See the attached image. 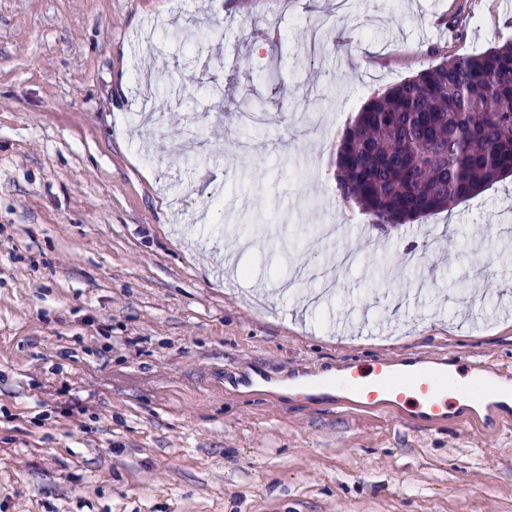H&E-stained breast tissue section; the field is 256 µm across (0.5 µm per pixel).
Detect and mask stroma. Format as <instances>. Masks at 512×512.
Here are the masks:
<instances>
[{
	"mask_svg": "<svg viewBox=\"0 0 512 512\" xmlns=\"http://www.w3.org/2000/svg\"><path fill=\"white\" fill-rule=\"evenodd\" d=\"M509 39L512 0H0V512H512V422L305 388L512 367V177L382 231L333 164L431 47Z\"/></svg>",
	"mask_w": 512,
	"mask_h": 512,
	"instance_id": "1",
	"label": "stroma"
}]
</instances>
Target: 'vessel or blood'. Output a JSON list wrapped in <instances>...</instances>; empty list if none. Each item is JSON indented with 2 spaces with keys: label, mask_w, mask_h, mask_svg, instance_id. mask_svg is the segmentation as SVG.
<instances>
[{
  "label": "vessel or blood",
  "mask_w": 512,
  "mask_h": 512,
  "mask_svg": "<svg viewBox=\"0 0 512 512\" xmlns=\"http://www.w3.org/2000/svg\"><path fill=\"white\" fill-rule=\"evenodd\" d=\"M458 366L452 358L436 359L431 367H407L381 358L365 369L350 367L338 383L336 402L387 409L422 426L448 422L460 413L481 428L485 419L465 403L476 392L487 400L489 409L505 418L512 416V393L503 387L512 370L472 358L467 362L470 380L462 383Z\"/></svg>",
  "instance_id": "obj_1"
}]
</instances>
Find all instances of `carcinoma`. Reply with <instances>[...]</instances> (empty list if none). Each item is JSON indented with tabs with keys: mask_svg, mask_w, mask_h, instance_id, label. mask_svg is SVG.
I'll return each mask as SVG.
<instances>
[{
	"mask_svg": "<svg viewBox=\"0 0 512 512\" xmlns=\"http://www.w3.org/2000/svg\"><path fill=\"white\" fill-rule=\"evenodd\" d=\"M512 175V41L445 56L368 100L336 141L344 200L384 229Z\"/></svg>",
	"mask_w": 512,
	"mask_h": 512,
	"instance_id": "1",
	"label": "carcinoma"
}]
</instances>
